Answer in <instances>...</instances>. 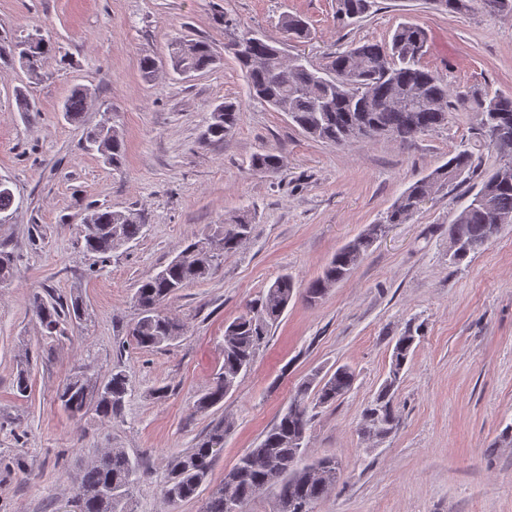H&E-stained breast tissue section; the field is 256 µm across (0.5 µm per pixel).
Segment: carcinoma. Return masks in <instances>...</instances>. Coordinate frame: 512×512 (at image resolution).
Returning a JSON list of instances; mask_svg holds the SVG:
<instances>
[{
    "label": "carcinoma",
    "mask_w": 512,
    "mask_h": 512,
    "mask_svg": "<svg viewBox=\"0 0 512 512\" xmlns=\"http://www.w3.org/2000/svg\"><path fill=\"white\" fill-rule=\"evenodd\" d=\"M493 14H512V0H433L437 10L454 17L472 10L475 2ZM376 0H338V19L350 24L368 15ZM281 25L290 40L305 39L309 26L298 15L287 14ZM243 30L225 46L246 78L250 95L267 103L289 118L311 139L344 145L355 139L353 126L368 118L377 136H392L410 142L449 122L452 112L475 114L476 130L485 146L495 120L512 123V97L490 86L451 89L439 73L423 66L428 35L419 24L402 22L384 43H358L332 56L324 68H316L302 58L283 61L277 42L265 37H249ZM55 52L50 38L32 44L29 36L0 39V60L19 63L30 78L40 77L42 63ZM170 62L174 71L198 73L212 68L218 57L210 44L198 40H178L171 44ZM94 92L86 86L75 87L63 101L61 112L69 123H78L92 101ZM240 105L224 101L212 110L203 133L206 141H222L236 128ZM89 150L97 152L114 168L120 167L124 144L118 130L107 124L85 133ZM282 159L274 150L251 158V169L259 174H275ZM478 166V157L466 145L431 173L415 181L388 210L383 224H406L420 209L419 197L436 193L453 184L463 183ZM15 197L7 184L0 182V216L12 215ZM512 220V179L495 181L490 173L470 203L456 216L449 229L450 240L467 246L458 258L463 261L478 252L493 237L489 211ZM146 227L144 215L135 209L114 211L109 207H91L81 221L84 249L106 256L138 239ZM252 216L239 212L224 219L213 232L189 241L167 265L140 282L134 294L139 318L131 336L142 349L153 350L184 335L180 320L162 310L170 296L190 283L202 280L219 268L224 256L235 252L250 236ZM370 238L358 235L336 250L320 275L306 288L299 289L292 276H279L247 311L224 328V363L215 373L197 408L207 410L224 401L239 376L247 371L256 349L284 313L288 304L300 296L312 303L321 299L338 283L348 278L364 259ZM15 257L0 251V286L14 278ZM32 316L48 338L67 335L66 324L85 317L82 301L33 295L29 303ZM416 340L410 332L396 337L389 377L362 410L360 433L385 437L398 420L394 412V391ZM34 352L24 350L19 358L13 388L21 396L31 390L30 368ZM355 371L342 365L330 374L316 375L299 386L288 408L267 432L258 448H251L224 475L211 492L201 512H245L246 504L259 493L272 488L276 497L272 512H313L314 505L338 482L336 468L327 466L332 457L305 458V441L313 411L336 403L352 387ZM128 394L126 375L115 370L100 381L84 368L75 372L58 399L71 415L82 417L92 410L103 422L121 417ZM229 425L218 423L194 447L173 457L161 494L171 503L194 498L210 483L216 458ZM140 480V465L123 448H108L84 468L77 492V512H126L129 496Z\"/></svg>",
    "instance_id": "1"
}]
</instances>
